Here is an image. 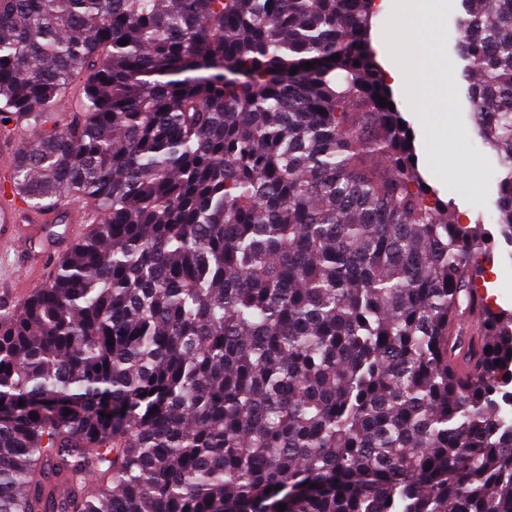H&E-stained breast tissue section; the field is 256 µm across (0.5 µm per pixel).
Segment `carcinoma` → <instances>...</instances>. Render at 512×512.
Here are the masks:
<instances>
[{
    "mask_svg": "<svg viewBox=\"0 0 512 512\" xmlns=\"http://www.w3.org/2000/svg\"><path fill=\"white\" fill-rule=\"evenodd\" d=\"M461 2L512 243V0ZM373 4L0 0L8 184L103 216L0 310V512H512V315L449 366L494 238L380 106Z\"/></svg>",
    "mask_w": 512,
    "mask_h": 512,
    "instance_id": "carcinoma-1",
    "label": "carcinoma"
}]
</instances>
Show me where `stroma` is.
<instances>
[{
    "instance_id": "stroma-1",
    "label": "stroma",
    "mask_w": 512,
    "mask_h": 512,
    "mask_svg": "<svg viewBox=\"0 0 512 512\" xmlns=\"http://www.w3.org/2000/svg\"><path fill=\"white\" fill-rule=\"evenodd\" d=\"M388 11L376 13L370 41L373 50L396 41L402 28L412 18L411 0H389ZM463 14L461 0H448L443 21V33L434 43L433 55L437 64L448 65L456 75L453 91L434 87L427 97L419 95V70L414 54L393 55V66L405 71L409 79L392 87L393 99L401 116L414 134V149L419 169L427 183L437 190L442 200L455 204L454 213L460 223L496 226L498 197L497 158L479 137L468 101V80L464 63L456 50L454 30ZM438 114V121L424 123L420 114ZM452 126L462 133L461 141L451 143L443 138V126ZM457 160L458 172L438 175L439 160ZM485 267V286L494 308L512 311V243L496 237Z\"/></svg>"
}]
</instances>
